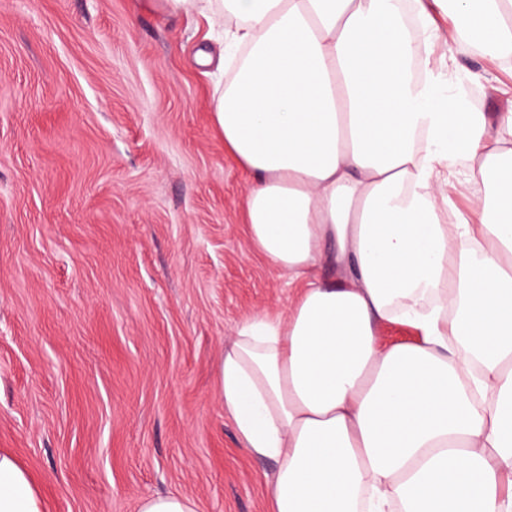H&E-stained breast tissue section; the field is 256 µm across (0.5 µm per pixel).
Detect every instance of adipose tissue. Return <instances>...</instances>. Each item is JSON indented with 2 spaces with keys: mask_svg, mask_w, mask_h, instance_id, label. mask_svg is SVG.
I'll list each match as a JSON object with an SVG mask.
<instances>
[{
  "mask_svg": "<svg viewBox=\"0 0 512 512\" xmlns=\"http://www.w3.org/2000/svg\"><path fill=\"white\" fill-rule=\"evenodd\" d=\"M145 5L222 27L235 65L209 110L250 177L252 245L299 286L219 366L241 448L276 464L270 512H512V109L488 125L435 59L442 42L512 72V0ZM463 162L478 224L451 196ZM385 323L418 337L382 342ZM0 512H45L7 453Z\"/></svg>",
  "mask_w": 512,
  "mask_h": 512,
  "instance_id": "1",
  "label": "adipose tissue"
}]
</instances>
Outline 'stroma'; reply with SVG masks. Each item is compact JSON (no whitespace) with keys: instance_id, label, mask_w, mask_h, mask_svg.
Returning a JSON list of instances; mask_svg holds the SVG:
<instances>
[{"instance_id":"1","label":"stroma","mask_w":512,"mask_h":512,"mask_svg":"<svg viewBox=\"0 0 512 512\" xmlns=\"http://www.w3.org/2000/svg\"><path fill=\"white\" fill-rule=\"evenodd\" d=\"M209 31L142 0H0V451L46 512H269L276 464L240 448L218 362L291 289L245 231ZM451 70L488 121L512 108L494 61ZM198 504L191 498L176 494L156 495L142 499L138 512H198Z\"/></svg>"}]
</instances>
